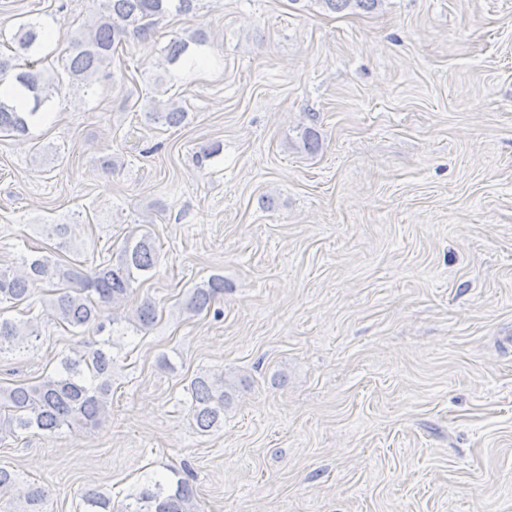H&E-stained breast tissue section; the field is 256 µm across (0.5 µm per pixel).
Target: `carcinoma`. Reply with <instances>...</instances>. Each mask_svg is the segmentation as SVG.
<instances>
[{
    "mask_svg": "<svg viewBox=\"0 0 512 512\" xmlns=\"http://www.w3.org/2000/svg\"><path fill=\"white\" fill-rule=\"evenodd\" d=\"M332 12L346 9L372 11L379 0H321ZM199 0H102L101 12L93 24L72 38L61 57L62 73L47 77L37 68L43 47V27L34 20L21 21L11 34L13 56L0 57V74L15 71L14 80L22 96L32 101L24 112L9 99L0 98V135L26 136L38 111L52 101L64 86L91 88L96 76L110 63L117 39L131 34L149 35L154 18L166 13L188 14L197 10ZM206 43L201 32L189 38H173L164 48L165 61L177 64L192 53V46ZM150 123L178 127L187 112L173 104L145 113ZM159 249L151 236L127 238L117 262L100 264L88 273L79 265L66 269L46 256H23L17 270H0V303L23 304L32 299L37 288L58 280L63 286L50 301L58 319L73 329L94 326L105 329L109 306L123 303L133 291V284L159 266ZM224 296V276L215 274L194 288L184 308L199 315ZM158 317L155 302L146 300L132 313V324L142 331ZM39 339L29 323L0 318V354L28 352ZM112 342L106 336L93 342L92 348L77 352L61 361V369L34 383H17L0 390V430L11 434L36 429L53 436L62 427L94 429L105 419L112 392ZM189 411L199 429L210 431L224 421V409L233 394L224 375L200 374L187 387ZM18 492L27 512H37L43 499L41 488H19L15 475L0 468V494ZM86 512H199L194 488L189 479L172 471L166 479H156L139 492L129 495V502L114 509L110 496L89 491L84 496Z\"/></svg>",
    "mask_w": 512,
    "mask_h": 512,
    "instance_id": "obj_1",
    "label": "carcinoma"
}]
</instances>
